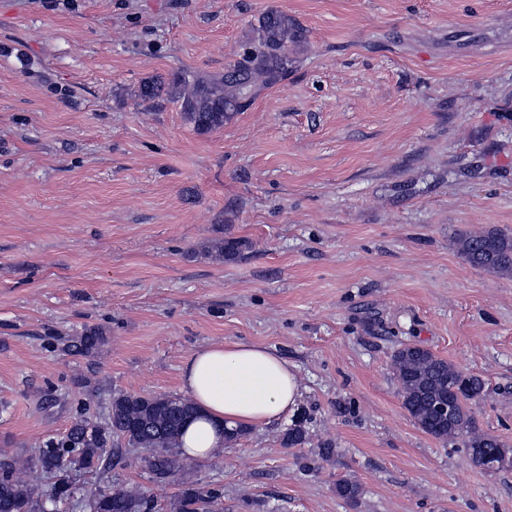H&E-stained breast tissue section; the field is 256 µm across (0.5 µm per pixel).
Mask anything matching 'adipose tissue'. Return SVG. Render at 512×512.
<instances>
[{"label": "adipose tissue", "instance_id": "adipose-tissue-1", "mask_svg": "<svg viewBox=\"0 0 512 512\" xmlns=\"http://www.w3.org/2000/svg\"><path fill=\"white\" fill-rule=\"evenodd\" d=\"M181 381L200 412L182 436V452L191 459L223 448L225 428L269 425L300 396L294 366L260 344L201 347L184 362Z\"/></svg>", "mask_w": 512, "mask_h": 512}]
</instances>
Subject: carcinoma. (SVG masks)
I'll return each mask as SVG.
<instances>
[{"label":"carcinoma","instance_id":"obj_1","mask_svg":"<svg viewBox=\"0 0 512 512\" xmlns=\"http://www.w3.org/2000/svg\"><path fill=\"white\" fill-rule=\"evenodd\" d=\"M253 46L222 75L196 77L179 82L178 99L185 120L199 134L224 126V121L243 110L257 89L283 79L292 64L288 48L302 42L303 33L287 13L271 9L259 19ZM461 252L475 267L512 274V236L497 230L467 233L460 239ZM238 243L217 242L208 253L231 260ZM105 342L99 328H89L75 341L77 352L88 355ZM391 367L400 386L403 407L426 433L441 441H459L470 460L484 468L512 457V448L479 431L471 406L485 395L478 376L462 375L447 360L418 345L403 344L393 354ZM452 405L451 417H441L437 407ZM197 413L190 399L182 396H141L120 393L112 398L104 424L75 420L58 441H48L37 463L46 472L92 469L103 461L102 449L112 445V461H123L122 445L148 451L147 467L157 482H165L185 469L179 435ZM25 463L5 448L0 449V512H55L57 499L71 495L62 480L54 492L43 497L20 478ZM336 492L347 500L360 495L351 479L336 484ZM88 512H156L157 504L136 488L102 492L89 499ZM170 512H222L221 493L189 486L169 504Z\"/></svg>","mask_w":512,"mask_h":512}]
</instances>
